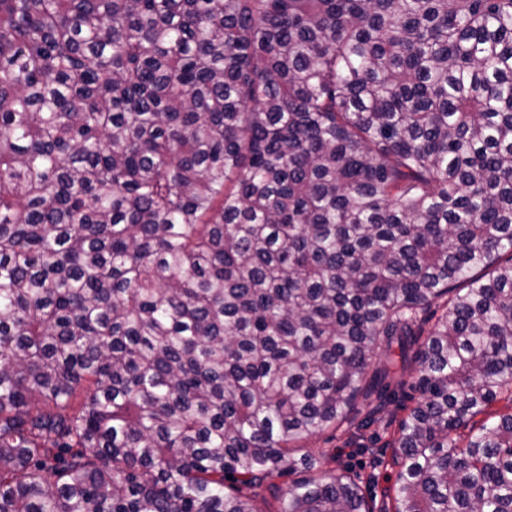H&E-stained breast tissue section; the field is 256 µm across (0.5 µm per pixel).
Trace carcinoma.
Wrapping results in <instances>:
<instances>
[{
  "instance_id": "carcinoma-1",
  "label": "carcinoma",
  "mask_w": 512,
  "mask_h": 512,
  "mask_svg": "<svg viewBox=\"0 0 512 512\" xmlns=\"http://www.w3.org/2000/svg\"><path fill=\"white\" fill-rule=\"evenodd\" d=\"M400 396L512 512V0H0V512H372ZM412 405L413 401L400 398L399 401L386 405L378 412V418L393 421L386 434H383L376 425L356 434H353L354 429L348 432L343 431V428L336 430L331 428L302 443L305 448H302L301 454L304 451L317 453L319 448L330 450L332 454H336V468L346 469L349 475L359 483L367 501L375 506L374 512H380L383 500L387 503L388 510L392 512V500L388 501L384 496L394 483L398 468L391 466V448L386 447L387 443L393 439L398 420L407 413L405 407ZM362 446H366L367 449L361 448ZM376 457L384 460L385 464L376 466L373 463Z\"/></svg>"
}]
</instances>
